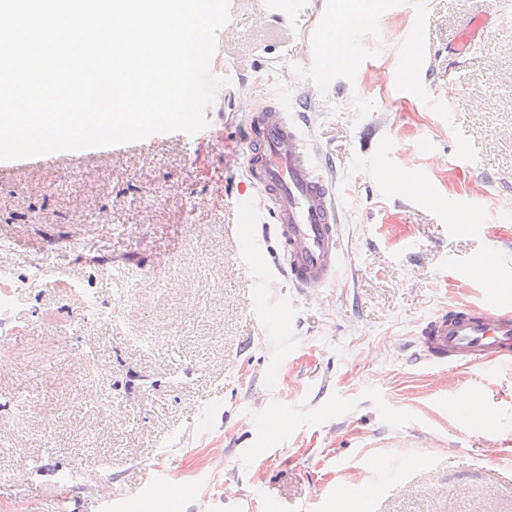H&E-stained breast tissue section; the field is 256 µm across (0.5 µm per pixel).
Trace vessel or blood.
Instances as JSON below:
<instances>
[{
  "label": "vessel or blood",
  "instance_id": "1",
  "mask_svg": "<svg viewBox=\"0 0 512 512\" xmlns=\"http://www.w3.org/2000/svg\"><path fill=\"white\" fill-rule=\"evenodd\" d=\"M494 0L479 7L459 30L462 50L483 44L486 21ZM355 39L341 31L335 51H318L319 78L356 66ZM243 152L247 191L236 200L233 232L248 242L245 260L255 276L267 266L255 229L271 216V230L281 245L283 276L302 291L333 283L341 261V211L332 183L325 174L326 153L306 132L299 114L286 103L270 101L258 111L245 109ZM484 228L483 211L465 205L457 232ZM483 271L492 275L479 301H461L442 307L424 318L415 334L416 363L432 367H476L484 370L512 363V303L498 290L499 279L512 276L497 249L481 258Z\"/></svg>",
  "mask_w": 512,
  "mask_h": 512
}]
</instances>
